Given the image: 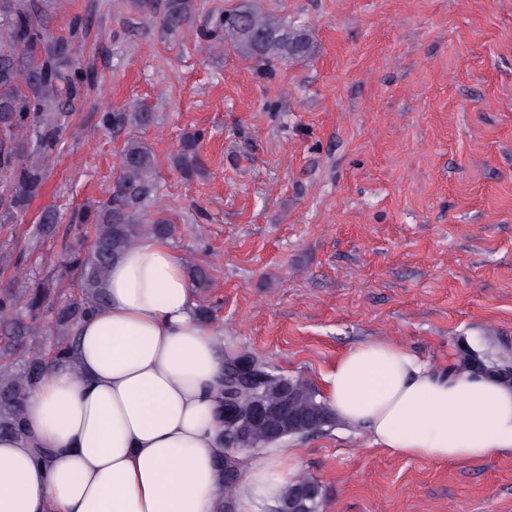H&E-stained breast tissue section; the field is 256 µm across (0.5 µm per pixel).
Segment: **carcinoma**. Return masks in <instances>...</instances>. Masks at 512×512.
<instances>
[{
	"mask_svg": "<svg viewBox=\"0 0 512 512\" xmlns=\"http://www.w3.org/2000/svg\"><path fill=\"white\" fill-rule=\"evenodd\" d=\"M131 12L158 24L169 34L190 26L199 8L198 0H126ZM210 44H229L259 67L271 68L309 56L314 42L303 25L263 11L254 0H238L231 9L213 14L203 34ZM93 82L91 71L71 61L67 40L53 38L43 23V6L34 0H0V177L7 188L0 194V223H9L39 196L46 180L47 161L67 127V105ZM147 125L152 113L103 111L97 124L119 131L129 122ZM201 135L191 133L181 141L174 157L176 168L186 177L204 171L199 145ZM155 160L140 141L129 139L120 152V173L108 197L92 207L71 213L69 223L91 225L88 254L70 249L63 264L72 273L68 295L61 298L53 288H32L19 294L0 288V437L25 431V406L49 361L69 362L75 329L104 303L103 284L112 262L144 233L165 237L171 220L165 210L153 206ZM39 223L44 235L55 233L60 215L54 209L42 212ZM242 378L264 375L258 397L270 409L263 419L248 425L252 447L262 448L272 433L302 435L322 416L326 425L336 420L330 407L318 398L306 380H293L290 398L293 419L278 408L285 398L283 377L265 372V362L246 354L227 357ZM237 457L221 456L218 494L231 500L226 476L238 471ZM308 485L314 495L305 501L304 512H320L321 485L307 475L286 486L282 499L294 496L297 482Z\"/></svg>",
	"mask_w": 512,
	"mask_h": 512,
	"instance_id": "carcinoma-1",
	"label": "carcinoma"
}]
</instances>
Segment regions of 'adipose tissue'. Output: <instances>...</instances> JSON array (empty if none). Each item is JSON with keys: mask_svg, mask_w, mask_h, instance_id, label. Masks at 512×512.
<instances>
[{"mask_svg": "<svg viewBox=\"0 0 512 512\" xmlns=\"http://www.w3.org/2000/svg\"><path fill=\"white\" fill-rule=\"evenodd\" d=\"M106 303L76 330L72 363L49 365L25 433L0 438V512H221L224 326L201 321L180 257L145 235L117 258ZM327 403L389 452L469 462L512 449V386L442 376L385 342L345 353ZM294 451L249 462L240 512L277 504Z\"/></svg>", "mask_w": 512, "mask_h": 512, "instance_id": "obj_1", "label": "adipose tissue"}]
</instances>
